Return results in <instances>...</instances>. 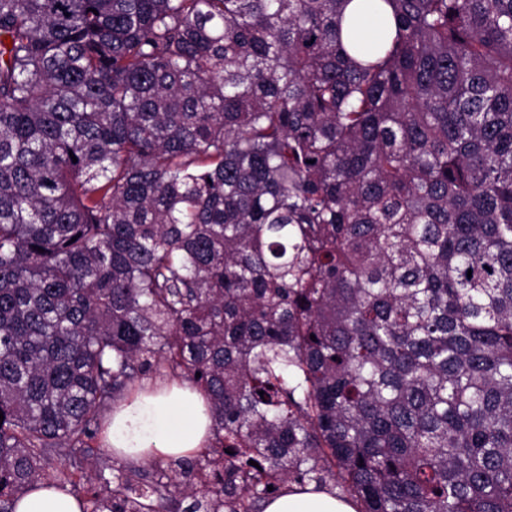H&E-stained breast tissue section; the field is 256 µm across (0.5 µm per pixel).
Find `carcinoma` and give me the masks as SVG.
<instances>
[{
  "label": "carcinoma",
  "mask_w": 512,
  "mask_h": 512,
  "mask_svg": "<svg viewBox=\"0 0 512 512\" xmlns=\"http://www.w3.org/2000/svg\"><path fill=\"white\" fill-rule=\"evenodd\" d=\"M352 2L0 0V512H512V0ZM157 376L209 444L88 474ZM315 484L311 483L301 489L295 484H289L284 494L266 503L263 512H356V506L336 497L323 488L314 491ZM76 498L61 488H43L22 496L15 512H82Z\"/></svg>",
  "instance_id": "obj_1"
}]
</instances>
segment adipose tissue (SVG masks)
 <instances>
[{
  "mask_svg": "<svg viewBox=\"0 0 512 512\" xmlns=\"http://www.w3.org/2000/svg\"><path fill=\"white\" fill-rule=\"evenodd\" d=\"M211 428L205 397L191 383L148 381L113 410L104 440L116 455L144 462L194 454L208 443ZM15 512H81V508L64 490L43 488L22 496ZM264 512H356V507L327 489L291 484L282 496L266 503Z\"/></svg>",
  "mask_w": 512,
  "mask_h": 512,
  "instance_id": "obj_1",
  "label": "adipose tissue"
}]
</instances>
